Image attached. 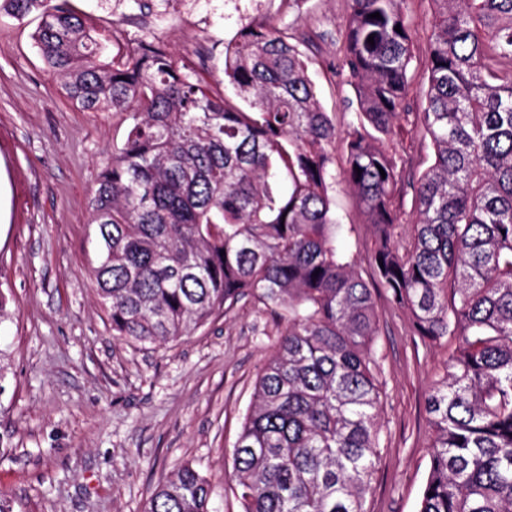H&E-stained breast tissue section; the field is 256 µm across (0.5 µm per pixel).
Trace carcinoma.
<instances>
[{
	"mask_svg": "<svg viewBox=\"0 0 512 512\" xmlns=\"http://www.w3.org/2000/svg\"><path fill=\"white\" fill-rule=\"evenodd\" d=\"M431 2L428 89L413 112L405 0H349L342 69L358 124L337 171L340 136L311 60L280 30L248 28L226 46L231 98L156 40L108 63L76 14L0 0L15 17L40 14L35 42L75 106L126 123L91 201L92 277L112 335L161 345L249 297L285 323L231 452L241 512H368L381 328L340 251L336 185L372 225L374 276L415 334L459 340L426 400L434 437L419 512H512V0ZM419 123L435 160L414 179L383 141ZM408 192L417 211L402 242ZM147 512H215L211 485L186 463Z\"/></svg>",
	"mask_w": 512,
	"mask_h": 512,
	"instance_id": "obj_1",
	"label": "carcinoma"
}]
</instances>
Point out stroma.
I'll list each match as a JSON object with an SVG mask.
<instances>
[{
  "label": "stroma",
  "instance_id": "stroma-1",
  "mask_svg": "<svg viewBox=\"0 0 512 512\" xmlns=\"http://www.w3.org/2000/svg\"><path fill=\"white\" fill-rule=\"evenodd\" d=\"M109 55L156 39L202 85L223 91L224 47L246 26L311 37V78L339 133L357 122L340 69L348 0H66ZM432 0H406L414 62L409 101L427 88ZM36 15H0V499L12 512H144L181 465L212 487L218 512H240L231 446L256 378L280 339L279 317L245 299L163 345L113 336L91 271L97 178L125 126L84 112L40 56ZM344 245L364 280L374 247L354 196L335 188ZM372 351L381 389L379 460L369 512H418L433 434L425 401L458 346L415 336L409 314L376 292Z\"/></svg>",
  "mask_w": 512,
  "mask_h": 512
}]
</instances>
